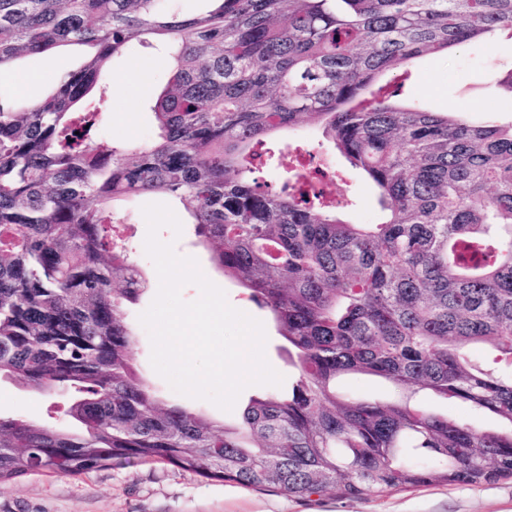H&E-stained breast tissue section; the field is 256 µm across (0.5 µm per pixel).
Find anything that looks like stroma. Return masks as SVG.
<instances>
[{"label": "stroma", "instance_id": "stroma-1", "mask_svg": "<svg viewBox=\"0 0 512 512\" xmlns=\"http://www.w3.org/2000/svg\"><path fill=\"white\" fill-rule=\"evenodd\" d=\"M80 62V53L73 50L20 59L17 74H37V81L22 89L15 80L1 77L0 94H17L25 102L42 96L57 77L76 69ZM112 66L126 71L128 80L112 93L106 130L120 144L144 141L157 125L151 107L169 76V60L155 48L139 44L131 56L114 58ZM511 68L512 30L502 28L484 41L455 47L413 64L400 101L419 102L436 112H456L471 123L493 120L508 124L512 122V93L503 90L499 80ZM296 146L314 153L335 170V179L325 189L328 197L342 203L345 220L359 224L379 222L380 211L370 184L328 147L315 127L306 126L285 137L275 136L270 143L271 156L257 171V179L270 189H278L295 165L292 149ZM141 207L138 201L121 205L130 214L133 257L152 276L154 265L144 249L147 225ZM159 237L174 242L179 255L196 258L203 273L225 291L231 306L265 322L266 358L285 380H293L295 370L282 350V339L266 322V311L249 299L246 290L212 268L208 250L195 243L192 225H184L178 236L172 229L162 228ZM158 284L152 276L147 292L127 312L129 321L137 325L133 349L136 366L163 403H177L218 421L240 420L249 398L262 394V387L246 388L233 411L226 412L210 402L176 393L152 368L149 335L137 320L153 301ZM68 402L67 391L61 389L44 393L18 380L0 381V414L5 416H21L36 424L59 423ZM0 512H512V479L479 486L430 485L360 499L333 492L291 497L207 480L163 463L130 460L78 477L46 473L19 477L0 485Z\"/></svg>", "mask_w": 512, "mask_h": 512}]
</instances>
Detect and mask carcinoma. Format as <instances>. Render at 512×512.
<instances>
[{
	"instance_id": "carcinoma-1",
	"label": "carcinoma",
	"mask_w": 512,
	"mask_h": 512,
	"mask_svg": "<svg viewBox=\"0 0 512 512\" xmlns=\"http://www.w3.org/2000/svg\"><path fill=\"white\" fill-rule=\"evenodd\" d=\"M205 2L184 15L171 0H0V77L90 49L44 98L0 97V379L70 391L67 426L0 415V484L130 460L292 497L512 478V124L396 104L381 81L512 29V0ZM149 36L173 60L157 132L117 144L100 130L127 75L108 64ZM307 124L367 174L380 222L252 177L258 149ZM158 195L288 344L295 381L235 424L160 402L133 363L126 309L149 281L112 245L125 219L109 202ZM347 376L400 397L347 396Z\"/></svg>"
}]
</instances>
